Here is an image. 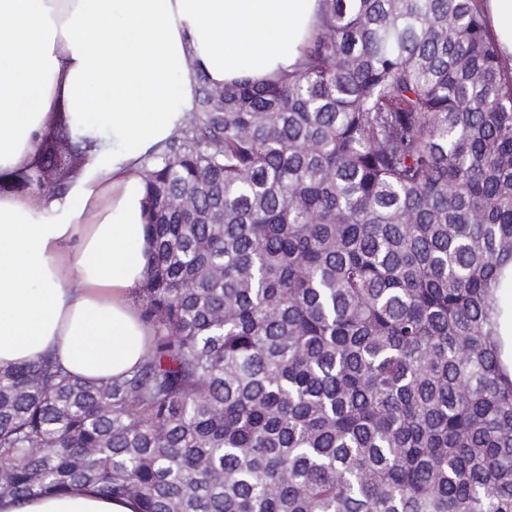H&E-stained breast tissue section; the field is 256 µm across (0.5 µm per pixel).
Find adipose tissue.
Wrapping results in <instances>:
<instances>
[{"label": "adipose tissue", "instance_id": "ef3b65f1", "mask_svg": "<svg viewBox=\"0 0 512 512\" xmlns=\"http://www.w3.org/2000/svg\"><path fill=\"white\" fill-rule=\"evenodd\" d=\"M512 62V0H482ZM320 0H0V367L53 353L70 374L118 378L152 331L134 294L150 262L144 157L188 120L199 75L221 86L296 62ZM91 140L59 194L33 175L57 107ZM76 485L0 512H138Z\"/></svg>", "mask_w": 512, "mask_h": 512}]
</instances>
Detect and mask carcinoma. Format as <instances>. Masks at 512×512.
<instances>
[{"mask_svg":"<svg viewBox=\"0 0 512 512\" xmlns=\"http://www.w3.org/2000/svg\"><path fill=\"white\" fill-rule=\"evenodd\" d=\"M87 148L39 143L37 171ZM154 336L0 368V498L139 512H512V65L480 0H321L302 58L200 80L144 158ZM138 503L129 498H113L96 488L76 485L66 493H43L18 504L0 498V512H138Z\"/></svg>","mask_w":512,"mask_h":512,"instance_id":"cac0c4a2","label":"carcinoma"}]
</instances>
